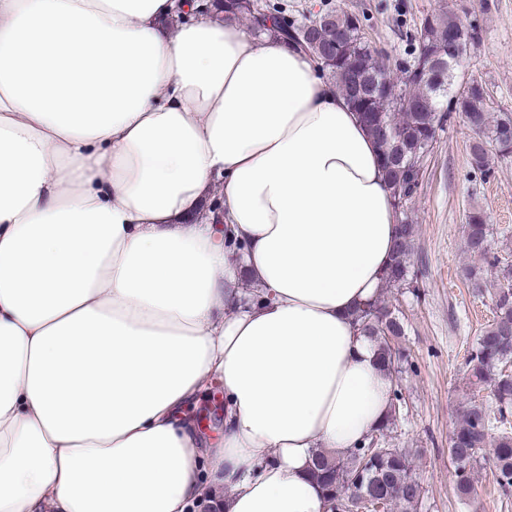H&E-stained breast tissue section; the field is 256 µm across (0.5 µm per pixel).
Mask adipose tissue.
<instances>
[{"instance_id": "1", "label": "adipose tissue", "mask_w": 512, "mask_h": 512, "mask_svg": "<svg viewBox=\"0 0 512 512\" xmlns=\"http://www.w3.org/2000/svg\"><path fill=\"white\" fill-rule=\"evenodd\" d=\"M174 13L0 0V512H331L314 449L389 409L376 141L294 45ZM222 388L224 397V385L213 382L198 400L196 407H193L186 415H192V424L210 441L216 442L224 433V402L222 406L213 402V392Z\"/></svg>"}]
</instances>
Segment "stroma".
<instances>
[{
  "instance_id": "1",
  "label": "stroma",
  "mask_w": 512,
  "mask_h": 512,
  "mask_svg": "<svg viewBox=\"0 0 512 512\" xmlns=\"http://www.w3.org/2000/svg\"><path fill=\"white\" fill-rule=\"evenodd\" d=\"M364 17L368 39L401 59L414 47L423 19L451 10L482 33L465 56L460 75L487 92L491 112L512 115V0H288L290 9L322 10L325 5ZM472 134L460 119L443 123L415 197V237L410 274L413 290L398 295L406 347L413 361L403 372L400 413L390 435L393 445L416 450L415 471L423 487L419 512H512V491L496 483L493 461H486L473 499L460 498L448 461L450 436L470 398L465 357L491 323L497 269L465 248L471 206L483 209L493 229L491 251L512 264V156L490 157V172L471 166ZM482 271L480 282L466 276Z\"/></svg>"
}]
</instances>
